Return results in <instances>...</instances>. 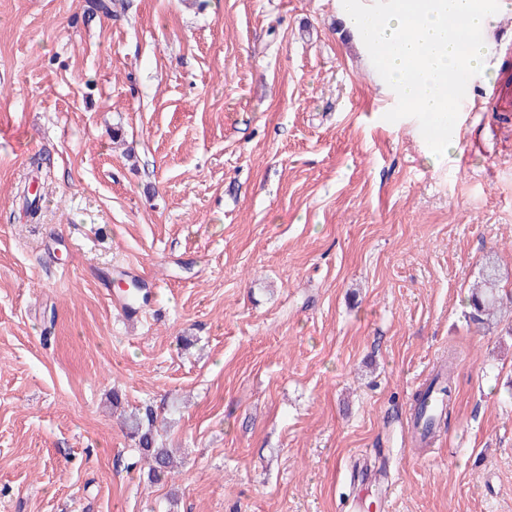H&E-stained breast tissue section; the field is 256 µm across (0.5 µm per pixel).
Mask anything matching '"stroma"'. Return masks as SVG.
Returning a JSON list of instances; mask_svg holds the SVG:
<instances>
[{
  "mask_svg": "<svg viewBox=\"0 0 512 512\" xmlns=\"http://www.w3.org/2000/svg\"><path fill=\"white\" fill-rule=\"evenodd\" d=\"M491 40L437 158L337 0H0V512H512V304L468 317L486 258L512 294ZM453 392L452 362L442 364L429 383L413 397L412 411L416 428L423 434V439L432 436L437 419L443 411L449 409ZM436 406L438 413L433 415L430 408ZM129 425V435L137 441V448L149 464V475L152 480H157L162 474L171 472L173 459L167 448L158 441L157 430L154 426L152 412L145 413L144 418L133 416Z\"/></svg>",
  "mask_w": 512,
  "mask_h": 512,
  "instance_id": "stroma-1",
  "label": "stroma"
}]
</instances>
